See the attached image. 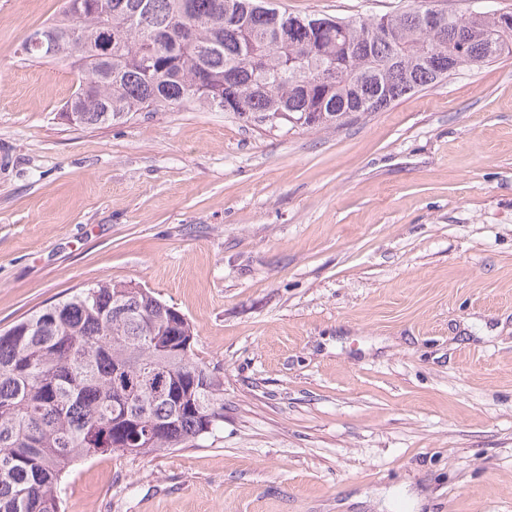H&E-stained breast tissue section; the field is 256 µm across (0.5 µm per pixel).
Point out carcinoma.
I'll list each match as a JSON object with an SVG mask.
<instances>
[{"label":"carcinoma","instance_id":"cac0c4a2","mask_svg":"<svg viewBox=\"0 0 512 512\" xmlns=\"http://www.w3.org/2000/svg\"><path fill=\"white\" fill-rule=\"evenodd\" d=\"M69 55L62 114L80 125L187 105L269 130L340 127L464 69L512 54V14L469 7L448 32L416 11L299 16L266 0H104ZM331 69V80L319 78ZM192 324L132 282L102 281L0 330V512H60L76 462L183 448L224 423V379L194 353Z\"/></svg>","mask_w":512,"mask_h":512}]
</instances>
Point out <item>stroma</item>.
<instances>
[{"label":"stroma","instance_id":"1","mask_svg":"<svg viewBox=\"0 0 512 512\" xmlns=\"http://www.w3.org/2000/svg\"><path fill=\"white\" fill-rule=\"evenodd\" d=\"M61 7L0 0V329L132 281L224 378L214 435L78 464L62 512H512V54L338 128L75 125L17 54Z\"/></svg>","mask_w":512,"mask_h":512}]
</instances>
